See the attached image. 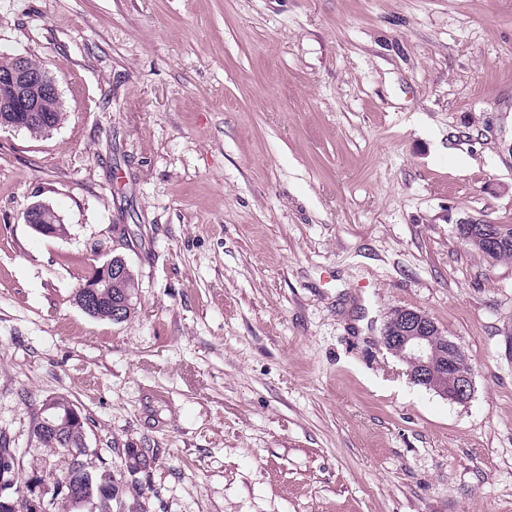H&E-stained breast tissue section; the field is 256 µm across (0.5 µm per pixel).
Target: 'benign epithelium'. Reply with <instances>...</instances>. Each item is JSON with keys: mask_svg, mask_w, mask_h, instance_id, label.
Returning a JSON list of instances; mask_svg holds the SVG:
<instances>
[{"mask_svg": "<svg viewBox=\"0 0 512 512\" xmlns=\"http://www.w3.org/2000/svg\"><path fill=\"white\" fill-rule=\"evenodd\" d=\"M60 98L55 78L45 68L37 70L29 66V58L16 54L0 62V130H24L37 126L49 133L60 126L56 117L45 109V102ZM25 223L44 236H59V215L51 206L37 202L31 205L24 216ZM100 276L81 286L76 297L77 304L89 311L88 298L97 288L119 281L129 272V266L121 256H113L98 266ZM437 330L434 320L424 311L398 307L382 328L381 344L407 366L406 373L414 384L428 385L431 374L444 368L450 371L448 390L440 392L444 398L458 404L468 403L474 392L473 368L462 347L450 342L451 354L439 360L430 353L429 337ZM42 421L44 430L51 431L66 423L69 418L79 417L78 410L60 416L56 405L48 401L44 406ZM25 512H70L79 502L64 493V487L50 478H44L31 491L24 493Z\"/></svg>", "mask_w": 512, "mask_h": 512, "instance_id": "1", "label": "benign epithelium"}]
</instances>
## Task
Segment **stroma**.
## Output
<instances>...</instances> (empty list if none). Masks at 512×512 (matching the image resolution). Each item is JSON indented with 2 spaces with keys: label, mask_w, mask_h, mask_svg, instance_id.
<instances>
[{
  "label": "stroma",
  "mask_w": 512,
  "mask_h": 512,
  "mask_svg": "<svg viewBox=\"0 0 512 512\" xmlns=\"http://www.w3.org/2000/svg\"><path fill=\"white\" fill-rule=\"evenodd\" d=\"M13 54L67 114L0 130L11 447L63 396L112 512H512V259L456 236L512 224V0H0ZM116 255L120 323L74 300ZM396 306L464 348L467 404L381 345ZM49 210L52 213H49ZM24 220L26 224H29L34 231L41 235L55 237L62 235L56 225H62V219L46 203L37 202L31 205L25 213Z\"/></svg>",
  "instance_id": "35a3bbf8"
}]
</instances>
